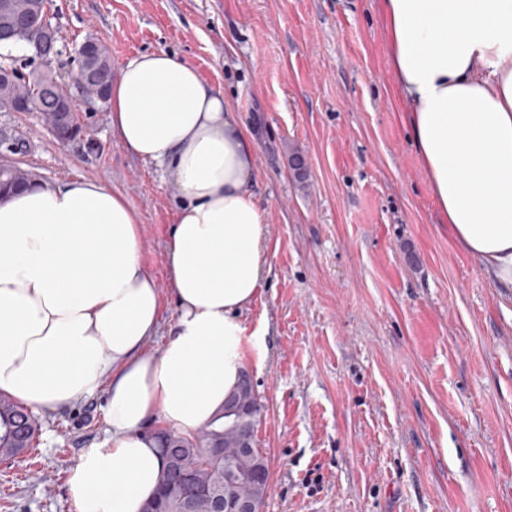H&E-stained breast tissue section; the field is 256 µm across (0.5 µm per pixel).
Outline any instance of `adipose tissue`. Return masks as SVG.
I'll list each match as a JSON object with an SVG mask.
<instances>
[{
    "mask_svg": "<svg viewBox=\"0 0 512 512\" xmlns=\"http://www.w3.org/2000/svg\"><path fill=\"white\" fill-rule=\"evenodd\" d=\"M388 61L420 163L452 236L512 288V0H378ZM112 131L169 177L176 222L162 313L127 199L89 179L0 199V392L38 412L108 393L111 439L71 466L76 512H141L165 460L153 429L195 433L242 369L238 319L259 291L266 210L255 137L223 94L163 50L112 81Z\"/></svg>",
    "mask_w": 512,
    "mask_h": 512,
    "instance_id": "adipose-tissue-1",
    "label": "adipose tissue"
}]
</instances>
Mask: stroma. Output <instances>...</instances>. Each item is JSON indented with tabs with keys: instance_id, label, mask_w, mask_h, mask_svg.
I'll use <instances>...</instances> for the list:
<instances>
[{
	"instance_id": "1",
	"label": "stroma",
	"mask_w": 512,
	"mask_h": 512,
	"mask_svg": "<svg viewBox=\"0 0 512 512\" xmlns=\"http://www.w3.org/2000/svg\"><path fill=\"white\" fill-rule=\"evenodd\" d=\"M68 48L113 69L163 49L195 66L256 139L268 214L261 288L240 313L262 410V512H512V290L441 224L404 121L375 0H49ZM86 139L1 112L38 179L123 194L163 296L175 205L161 168L126 152L108 108L78 105ZM307 167L298 179L291 165ZM263 331L254 342L255 331ZM106 393L40 413L33 448L0 461V512H74L68 469L109 438Z\"/></svg>"
}]
</instances>
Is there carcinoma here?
Returning <instances> with one entry per match:
<instances>
[{"mask_svg": "<svg viewBox=\"0 0 512 512\" xmlns=\"http://www.w3.org/2000/svg\"><path fill=\"white\" fill-rule=\"evenodd\" d=\"M254 423L250 420L245 428L226 415L224 421L210 422L189 436L173 430L160 431L158 447L162 455H174L182 470L212 490L210 495L196 497L192 512H214L213 496L224 495V483L230 475L268 467L258 450L252 457L237 454L244 437H253ZM37 432L38 421L28 415L26 407L0 393V459H15L24 454ZM215 446L224 449V456L214 455ZM142 512H184L180 495L170 486L167 475H162L156 496L144 503Z\"/></svg>", "mask_w": 512, "mask_h": 512, "instance_id": "carcinoma-1", "label": "carcinoma"}]
</instances>
